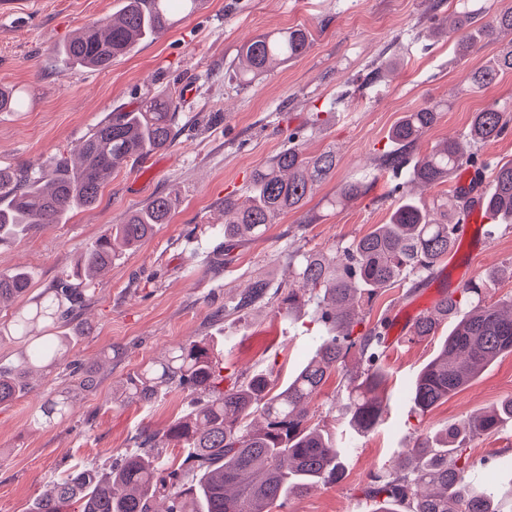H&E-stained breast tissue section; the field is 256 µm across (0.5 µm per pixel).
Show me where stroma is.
Here are the masks:
<instances>
[{
    "label": "stroma",
    "instance_id": "1",
    "mask_svg": "<svg viewBox=\"0 0 512 512\" xmlns=\"http://www.w3.org/2000/svg\"><path fill=\"white\" fill-rule=\"evenodd\" d=\"M121 0H39L0 14V87L17 93L15 111L0 112V166L36 168L70 155L110 114L136 108L155 95H175L173 141L162 151L118 168L93 206L37 229L0 250V272L30 270V296L40 295L110 225L158 196L176 201L169 223L113 259L94 284L78 320L82 336L44 385L0 405V512H27L64 470L76 464L109 468L136 447L143 431H164L190 410L188 392L175 390L145 404L112 398V387L149 359L188 340L213 343L217 360L237 380L269 373L284 386L310 358L320 325L313 305L287 310L280 297L294 278L289 257L348 246L387 223L396 203L386 155L427 154L467 132L473 112L498 101L512 119V72L484 93L467 88L471 70L495 56L486 43L459 58L440 29L455 0H205L192 15L178 14L164 36L142 43L106 70L68 67L53 54L72 33L115 13ZM301 25L312 35L306 55L283 63L248 86L235 77L239 47L259 34ZM444 101L436 124L401 148L389 134L410 109ZM300 129L305 152L336 153V171L299 211L279 217L264 236L237 248L225 262L212 225L224 221L225 198H243L252 172L286 147ZM363 194L339 211L326 201L346 182ZM472 231L488 251L481 271L494 279L486 302L512 303V224L476 222ZM448 257L424 281L384 288L359 310L373 322L387 318L398 339L380 362L386 383L378 394L380 424L357 440L358 450L336 483L289 497L271 512H363L360 488L371 472L399 464L421 433L462 422L512 396V354L498 358L467 387L427 412L414 411L408 390L448 334H400L410 310L447 295ZM266 278L268 304L248 313L217 315L251 279ZM95 371L83 390L74 366ZM349 352L310 403L322 429L348 437L339 415L345 379L360 372ZM76 395L74 414L52 424L35 420L47 393Z\"/></svg>",
    "mask_w": 512,
    "mask_h": 512
}]
</instances>
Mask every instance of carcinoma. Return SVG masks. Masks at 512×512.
I'll use <instances>...</instances> for the list:
<instances>
[{"instance_id": "obj_1", "label": "carcinoma", "mask_w": 512, "mask_h": 512, "mask_svg": "<svg viewBox=\"0 0 512 512\" xmlns=\"http://www.w3.org/2000/svg\"><path fill=\"white\" fill-rule=\"evenodd\" d=\"M205 0H122V6L101 24L81 28L55 49L67 65L106 70L137 44L171 29L174 13L192 14ZM448 16V38L460 54L473 53L483 42L503 32L512 34V7L484 20L479 0H458ZM311 45L304 27L265 33L240 47L235 75L250 85L279 64L303 56ZM512 71V40L499 54L472 72L470 88L483 93L499 76ZM173 96L151 97L130 112H119L98 124L75 149L76 159L54 157L38 170L0 167V249L16 243L44 224H58L67 213L97 200L106 181L122 164L146 157L171 144L175 111ZM441 103L413 108L392 131V138L410 146L437 122ZM505 110L493 101L474 113L468 129L469 147L447 139L411 160L404 154L387 158L386 168L403 178L389 222L332 254L305 252L296 256L298 288L288 289L282 303L292 310L302 300L314 304L323 326L315 351L301 370L277 392L264 374L224 387V365L205 342L189 341L127 376L113 388V397L128 404L156 398L170 389L203 393L192 411L177 418L159 435L144 432L137 448L122 455L108 473L74 469L36 498L28 512H158L154 502H168L164 512H270L292 494H304L336 481L356 449L355 437L381 421L383 410L374 393L384 383L379 361L386 348L387 320L360 330L355 308L364 298L411 276L432 270L459 238L457 226L469 216V201L455 194L451 202L430 205L406 193L410 184L444 183L456 171H474L482 192L484 215L497 224H512V160L482 157L478 146L508 133ZM298 132L288 135V147L251 174L249 194L241 202L224 199V225L213 234L223 239L224 261L238 242L261 237L283 213L302 208L316 186L336 169V153H304ZM363 185L343 184L331 206L358 199ZM174 201L156 197L114 224L87 249L72 272L62 274L25 311L0 325V341L28 344L9 367L0 365V405L39 387L46 377L44 363L64 356L67 336L40 340L37 325L62 328L93 296L94 277L112 266L118 249L133 246L170 221ZM31 274L23 268L0 273V308L29 289ZM486 279L473 280L451 291L433 311L417 318L413 335L432 336L445 321H454L438 354L424 366L409 391L414 410L424 413L467 385L500 356L512 353V303L489 305ZM260 277L231 303L245 313L269 295ZM355 350L364 368L349 379L341 416L353 432L345 443L312 423L306 404L319 391L345 355ZM74 398L60 392L47 398L38 423L70 416ZM512 420V398L490 412L469 415L460 426L416 436L404 453L401 469L373 473L361 489L368 512H512V481L508 485H477V463L467 444ZM185 448L172 464L159 449Z\"/></svg>"}]
</instances>
